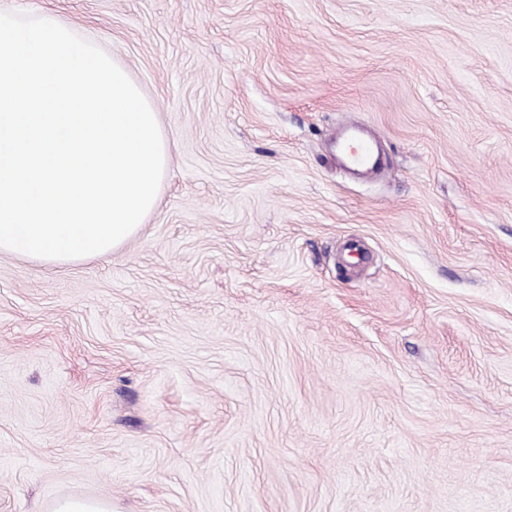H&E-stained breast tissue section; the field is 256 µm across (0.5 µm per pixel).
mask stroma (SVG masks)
Listing matches in <instances>:
<instances>
[{"label":"stroma","instance_id":"stroma-1","mask_svg":"<svg viewBox=\"0 0 512 512\" xmlns=\"http://www.w3.org/2000/svg\"><path fill=\"white\" fill-rule=\"evenodd\" d=\"M1 7L94 39L171 155L111 254L0 255V512H512V0ZM338 149L355 169H367L373 165V141L361 137L358 130L349 124L345 126V137L338 143Z\"/></svg>","mask_w":512,"mask_h":512}]
</instances>
